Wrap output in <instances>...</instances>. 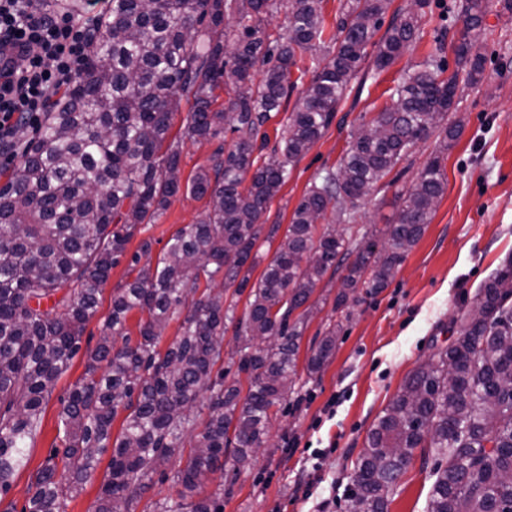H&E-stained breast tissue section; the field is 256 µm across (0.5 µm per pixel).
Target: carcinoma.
Returning <instances> with one entry per match:
<instances>
[{"label": "carcinoma", "mask_w": 512, "mask_h": 512, "mask_svg": "<svg viewBox=\"0 0 512 512\" xmlns=\"http://www.w3.org/2000/svg\"><path fill=\"white\" fill-rule=\"evenodd\" d=\"M391 0H347L336 19L328 59H312V78L296 98L288 131L270 154L262 128L295 88L291 67L322 43L323 0H112L88 46L85 73L44 114L25 142L20 164L0 185V495L22 467L41 429L42 406L80 350L98 295L140 224L153 223L181 189L209 208L181 228L155 266L118 289L100 340L86 350V376L59 413L54 449L31 476L25 512H62L100 458L110 461L94 512H131L137 489L168 461L195 429L197 400L208 393L207 419L190 441L177 481L199 494L231 454L239 471L262 447L271 410L294 393L298 339L306 304L317 283L352 254L346 280L372 293L385 287L417 243L445 190L440 159L420 171L382 249L360 239L346 248L343 231L318 227L328 208L346 225L360 201L404 154L435 129L448 139L460 124L447 122L458 92L485 79L480 35L489 0H459L463 18L455 40L456 68L435 57L403 75L392 109L374 121L377 140L352 135L336 170L313 183L260 278L236 281L251 258L258 221L288 179V171L336 117L350 80L377 51L375 71L400 57L418 36L420 13L397 12L374 43ZM288 9V34L273 36L259 16ZM236 15L227 49L226 13ZM266 66L255 81L258 64ZM234 93L216 106L215 91ZM191 103L184 134L214 140L224 134L225 109L236 113L233 147L218 145L211 165L186 184L179 145H167L181 100ZM250 185L243 186L246 177ZM371 269V280L362 274ZM251 287L249 309L237 319L224 293H207L217 276ZM137 309L139 339L123 337L126 316ZM184 314L182 334L162 351L161 332ZM463 326L448 347L433 354L404 382L369 435L347 512H388L416 449H431L426 512H503L512 504V262L501 268L462 312ZM235 323L238 371L249 375L245 399L224 385V327ZM336 346L330 325L312 348L308 375L318 373ZM106 371L98 373L101 364ZM127 411L112 437L118 410ZM70 473L63 484L58 466ZM156 512H224L218 500H165Z\"/></svg>", "instance_id": "carcinoma-1"}]
</instances>
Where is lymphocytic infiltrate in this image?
Here are the masks:
<instances>
[{
  "mask_svg": "<svg viewBox=\"0 0 512 512\" xmlns=\"http://www.w3.org/2000/svg\"><path fill=\"white\" fill-rule=\"evenodd\" d=\"M90 25L52 16L41 0H0V144L38 124L87 62Z\"/></svg>",
  "mask_w": 512,
  "mask_h": 512,
  "instance_id": "1",
  "label": "lymphocytic infiltrate"
}]
</instances>
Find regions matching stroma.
Wrapping results in <instances>:
<instances>
[{
  "label": "stroma",
  "mask_w": 512,
  "mask_h": 512,
  "mask_svg": "<svg viewBox=\"0 0 512 512\" xmlns=\"http://www.w3.org/2000/svg\"><path fill=\"white\" fill-rule=\"evenodd\" d=\"M454 3L429 0L419 19V40L376 79L370 76L376 48L368 46L362 71L351 79L332 125L292 167L261 224H290L311 183L336 169L352 133L394 106L391 90L405 72L431 55L455 69L452 46L441 47L434 40L436 29L444 27L453 34L461 28ZM480 41L486 78L464 89L459 106L449 115L461 124L458 138L447 141L438 130L413 146L362 203L355 229L384 242V232L394 223L408 189L436 157L446 188L429 224L386 287L360 303L337 307L343 272L326 274L318 282L307 302L294 394L273 417L251 465L236 471L235 485L224 479L233 469L228 460L203 489L205 495L223 499L224 512H345L369 432L408 376L456 337L461 313L478 289L512 260V12L493 6ZM189 110V103L181 104L169 133L179 142L185 180L209 166L217 144L229 147L236 140L229 131L218 142L182 138ZM207 208V198L178 194L155 223L139 225L129 239L124 257L99 294L96 314L85 325L82 353L73 358L43 406L41 432L26 450V466L17 471L9 492L0 496V512H22L31 472L60 447L62 402L86 372L84 350L95 347L102 335L118 288L133 281L142 267L155 264L172 236L197 223ZM145 242L150 245L146 253L141 250ZM331 323L337 326L336 347L321 372L308 376L311 348ZM182 454L175 449L156 467L134 512H155L156 503L179 500L182 487L173 476ZM421 463L414 458L388 512H424L430 484Z\"/></svg>",
  "instance_id": "obj_1"
}]
</instances>
